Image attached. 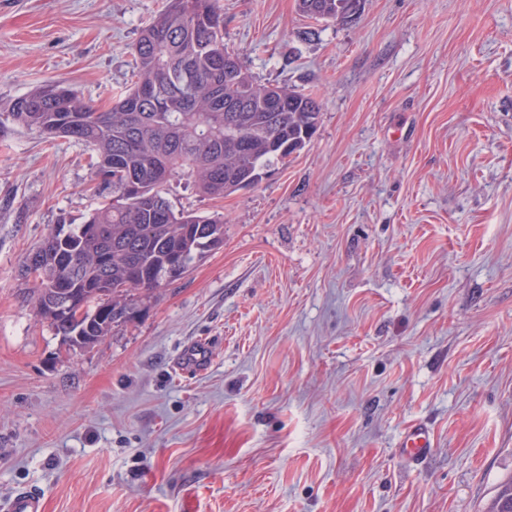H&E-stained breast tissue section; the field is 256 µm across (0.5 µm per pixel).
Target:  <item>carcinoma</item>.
Returning a JSON list of instances; mask_svg holds the SVG:
<instances>
[{"label":"carcinoma","mask_w":512,"mask_h":512,"mask_svg":"<svg viewBox=\"0 0 512 512\" xmlns=\"http://www.w3.org/2000/svg\"><path fill=\"white\" fill-rule=\"evenodd\" d=\"M308 19L346 22L347 0H297ZM135 81L109 106L44 84L0 113L8 122L86 144L101 207L54 229L23 260L25 300L56 336L80 349L134 321L141 304L224 243V217L174 209L168 187L189 180L209 198L257 186L303 149L317 100L262 84L224 48L218 0H168L131 47ZM488 512H512V480Z\"/></svg>","instance_id":"cac0c4a2"}]
</instances>
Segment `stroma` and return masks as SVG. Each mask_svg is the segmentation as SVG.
<instances>
[{"label": "stroma", "mask_w": 512, "mask_h": 512, "mask_svg": "<svg viewBox=\"0 0 512 512\" xmlns=\"http://www.w3.org/2000/svg\"><path fill=\"white\" fill-rule=\"evenodd\" d=\"M165 3L0 0V111L49 82L109 104ZM221 3L225 47L315 96L318 129L257 187L174 188L223 214L224 245L94 348L17 277L98 207L91 150L0 128V506L32 487L45 512H486L512 478V0H365L349 23ZM399 448H401V454L412 462L426 457L432 448L431 434L428 428L423 424L412 426L403 435Z\"/></svg>", "instance_id": "stroma-1"}]
</instances>
